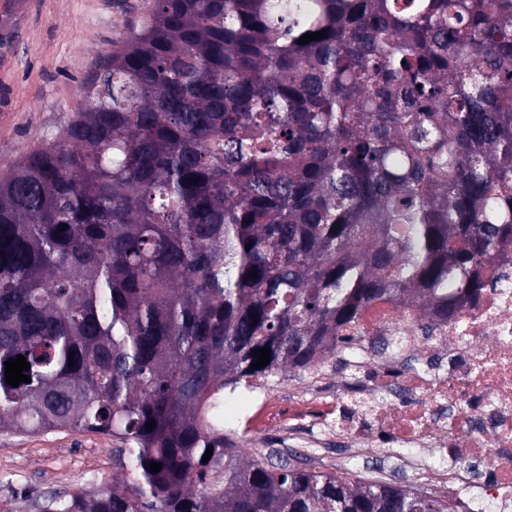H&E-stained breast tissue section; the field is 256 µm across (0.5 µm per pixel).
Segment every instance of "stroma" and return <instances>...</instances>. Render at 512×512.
<instances>
[{"instance_id": "1", "label": "stroma", "mask_w": 512, "mask_h": 512, "mask_svg": "<svg viewBox=\"0 0 512 512\" xmlns=\"http://www.w3.org/2000/svg\"><path fill=\"white\" fill-rule=\"evenodd\" d=\"M150 0H12L0 29V173L40 145L82 106L81 85L97 56L124 37ZM305 372L286 369L253 387L224 391V427L241 447L278 459L289 400ZM110 437L71 431L0 432V512H37L33 501L126 480Z\"/></svg>"}]
</instances>
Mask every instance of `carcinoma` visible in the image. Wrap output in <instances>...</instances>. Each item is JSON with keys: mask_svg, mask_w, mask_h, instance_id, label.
I'll list each match as a JSON object with an SVG mask.
<instances>
[{"mask_svg": "<svg viewBox=\"0 0 512 512\" xmlns=\"http://www.w3.org/2000/svg\"><path fill=\"white\" fill-rule=\"evenodd\" d=\"M81 96L0 176V430L110 436L133 482L46 512H448L259 461L221 405L378 300L453 318L484 287L512 242V0H152Z\"/></svg>", "mask_w": 512, "mask_h": 512, "instance_id": "obj_1", "label": "carcinoma"}]
</instances>
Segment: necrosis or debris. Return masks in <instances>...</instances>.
Instances as JSON below:
<instances>
[{
    "instance_id": "4bbe7bcc",
    "label": "necrosis or debris",
    "mask_w": 512,
    "mask_h": 512,
    "mask_svg": "<svg viewBox=\"0 0 512 512\" xmlns=\"http://www.w3.org/2000/svg\"><path fill=\"white\" fill-rule=\"evenodd\" d=\"M417 303L368 306L343 376L321 368L297 390L317 405L336 387V422L318 440L344 454H398L416 484L452 501L512 512V246L479 297L422 328Z\"/></svg>"
}]
</instances>
